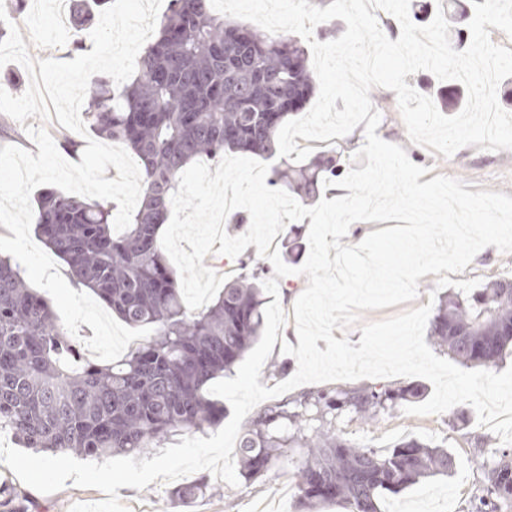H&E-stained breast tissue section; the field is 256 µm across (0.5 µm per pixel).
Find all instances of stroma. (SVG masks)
<instances>
[{
	"label": "stroma",
	"mask_w": 512,
	"mask_h": 512,
	"mask_svg": "<svg viewBox=\"0 0 512 512\" xmlns=\"http://www.w3.org/2000/svg\"><path fill=\"white\" fill-rule=\"evenodd\" d=\"M15 0H0L8 17L23 26L22 36H29L30 26H37L41 35L32 44V58L65 61L70 57V30L58 13L57 0H25L23 9H15ZM369 97L381 109V121L376 130L384 141L402 146L410 160L430 169L432 175H444L471 184L473 191L489 190L512 196V150L488 151L472 145L459 149L452 157L430 152L410 142L394 91L383 87L372 89ZM459 280L479 279L486 283L495 279H512V253H502L495 247L482 249L459 273ZM347 441L387 451L403 437L447 446L454 455L453 474L420 480L399 494L387 495L380 502L381 512H469L471 500L483 481L476 459L483 452L500 447L499 436L479 426L475 410L467 404L456 405L440 415L410 416L403 407H395L376 424L358 420L344 421L339 426ZM304 457L300 448H292L288 456L254 483H239L232 487L201 472L211 491L188 503L179 502L174 493L182 480L154 481L147 488H119L122 503L129 512H299L298 489L294 466ZM0 489L24 495L27 502L37 505L39 512H69L75 503H96L104 498L94 488L73 484L52 494L40 493L25 485L4 464L0 463Z\"/></svg>",
	"instance_id": "stroma-1"
}]
</instances>
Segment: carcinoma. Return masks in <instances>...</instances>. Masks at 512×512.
Masks as SVG:
<instances>
[{"instance_id":"obj_1","label":"carcinoma","mask_w":512,"mask_h":512,"mask_svg":"<svg viewBox=\"0 0 512 512\" xmlns=\"http://www.w3.org/2000/svg\"><path fill=\"white\" fill-rule=\"evenodd\" d=\"M107 0L73 4L71 46ZM210 0H171L157 38L136 59V75L114 84L98 74L85 112L91 132L118 142L141 168V200L128 228L114 231L112 205L47 191L37 202L35 234L63 260L76 285L89 289L122 321L150 328L121 359L83 362L59 327L48 300L30 288L19 265L0 257V432L54 456L95 459L140 454L224 419V404L209 387L258 341L264 325V288L271 271L240 262L241 273L199 311L184 303L168 266L160 230L183 170L200 157L220 160L228 150L272 161L270 184L285 183L304 205L315 204L323 181L342 174L339 153L321 152L298 165L277 159V134L303 111L318 79L308 49L257 25L224 20ZM458 112L464 85L436 92ZM306 246L293 225L285 260ZM439 350L465 366L492 369L512 346V280L488 282L470 294L449 293L429 323ZM424 394L420 384L378 383L306 390L263 406L242 428L236 448L240 476L254 482L286 457L307 449L295 466L304 509L344 502L351 512H380L387 493L423 478L446 476L455 459L443 445L405 438L382 454L343 439L345 418L366 424ZM485 487L470 512L512 508V449L481 463ZM204 481L180 489L188 503L208 492Z\"/></svg>"}]
</instances>
